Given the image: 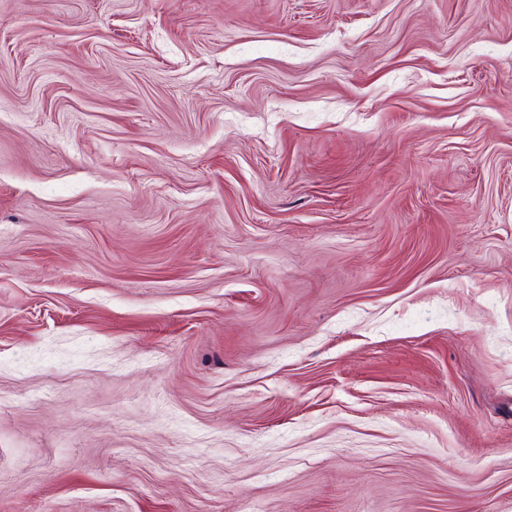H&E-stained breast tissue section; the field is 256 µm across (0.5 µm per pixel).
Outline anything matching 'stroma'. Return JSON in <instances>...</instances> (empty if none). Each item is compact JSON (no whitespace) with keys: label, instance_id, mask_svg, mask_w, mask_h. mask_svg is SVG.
<instances>
[{"label":"stroma","instance_id":"35a3bbf8","mask_svg":"<svg viewBox=\"0 0 512 512\" xmlns=\"http://www.w3.org/2000/svg\"><path fill=\"white\" fill-rule=\"evenodd\" d=\"M0 512H512V0H0Z\"/></svg>","mask_w":512,"mask_h":512}]
</instances>
